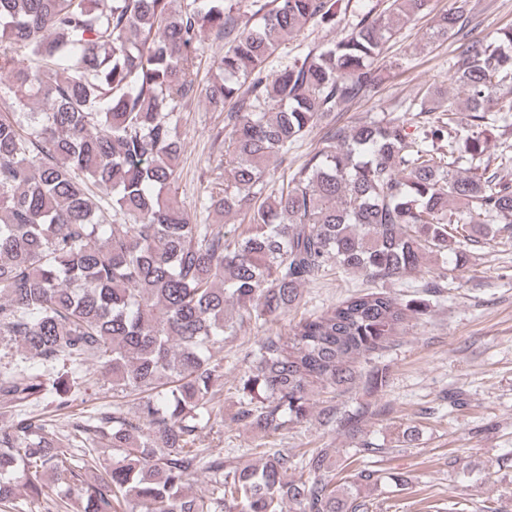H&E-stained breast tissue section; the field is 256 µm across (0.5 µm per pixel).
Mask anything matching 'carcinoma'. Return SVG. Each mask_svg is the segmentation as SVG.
I'll use <instances>...</instances> for the list:
<instances>
[{"label": "carcinoma", "instance_id": "cac0c4a2", "mask_svg": "<svg viewBox=\"0 0 512 512\" xmlns=\"http://www.w3.org/2000/svg\"><path fill=\"white\" fill-rule=\"evenodd\" d=\"M429 0H390L328 46L277 71L269 59L309 23L336 25L350 0H0V344L22 360L0 371V512H368L362 487L377 471L344 474L350 456L286 448L264 462L204 454L213 428L215 352L244 321L273 322L300 288L331 265L371 280L422 271L451 255L461 277L477 228L512 231V146L496 164L462 175L485 154V127L512 113V27L474 38L470 0L437 17L429 39L459 38L451 65L471 128L452 127L454 104L426 88L405 111L440 116L414 135L394 119L328 128L319 148L278 187L267 163L323 117L376 92L386 44ZM209 31L222 44L217 72L199 77ZM202 100L218 113L224 155L207 189L208 209L245 211L248 226L192 224L177 200L181 110ZM465 208L469 221L459 224ZM389 293H356L284 334L264 337L233 420L280 432L309 419L318 388L352 377L353 364L407 322ZM112 391L139 398L76 417L68 430L34 411L49 396L71 407L87 363ZM112 449L99 467L93 448ZM213 474L205 498L185 492L199 469Z\"/></svg>", "mask_w": 512, "mask_h": 512}]
</instances>
